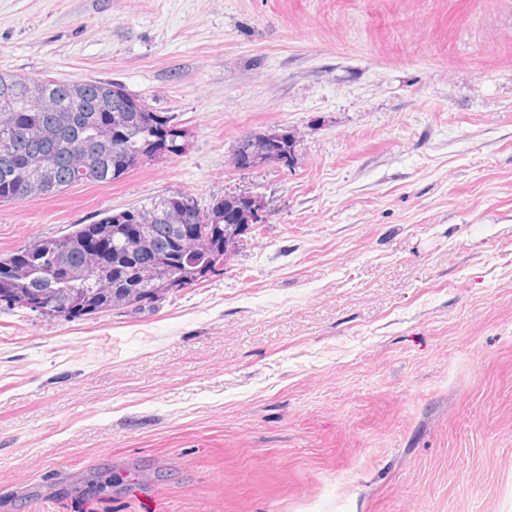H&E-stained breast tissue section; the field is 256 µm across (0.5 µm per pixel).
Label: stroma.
<instances>
[{
  "instance_id": "stroma-1",
  "label": "stroma",
  "mask_w": 512,
  "mask_h": 512,
  "mask_svg": "<svg viewBox=\"0 0 512 512\" xmlns=\"http://www.w3.org/2000/svg\"><path fill=\"white\" fill-rule=\"evenodd\" d=\"M0 73L186 133L0 203V257L176 193L266 214L141 310L0 303V512H512V0H0ZM281 130L293 167H233Z\"/></svg>"
}]
</instances>
